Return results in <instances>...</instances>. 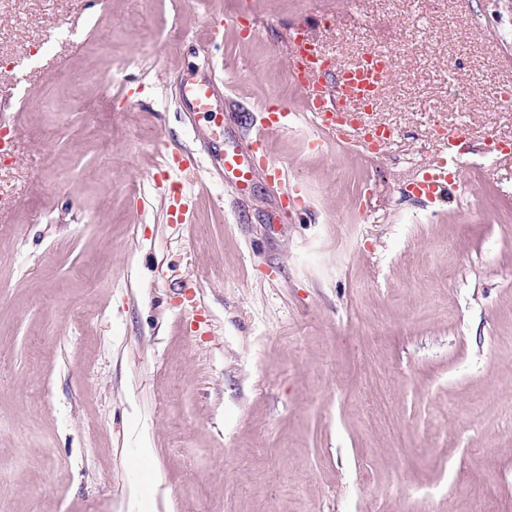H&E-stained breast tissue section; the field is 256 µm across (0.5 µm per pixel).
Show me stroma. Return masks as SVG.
Here are the masks:
<instances>
[{
    "label": "stroma",
    "mask_w": 512,
    "mask_h": 512,
    "mask_svg": "<svg viewBox=\"0 0 512 512\" xmlns=\"http://www.w3.org/2000/svg\"><path fill=\"white\" fill-rule=\"evenodd\" d=\"M296 24L396 52L375 161L306 150ZM0 53V512H512V0H0ZM270 99L291 224L211 174ZM438 121L469 136L445 202L409 191ZM163 142L195 171L156 175ZM182 91L191 104L189 118H195L198 115L211 112L215 102V88L211 83H198L189 87L183 86Z\"/></svg>",
    "instance_id": "obj_1"
}]
</instances>
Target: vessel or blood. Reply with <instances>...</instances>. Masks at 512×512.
I'll list each match as a JSON object with an SVG mask.
<instances>
[{
    "instance_id": "obj_1",
    "label": "vessel or blood",
    "mask_w": 512,
    "mask_h": 512,
    "mask_svg": "<svg viewBox=\"0 0 512 512\" xmlns=\"http://www.w3.org/2000/svg\"><path fill=\"white\" fill-rule=\"evenodd\" d=\"M288 71L301 94L306 111L312 112L318 128L309 138L311 150L320 151L329 142H336L352 150H370L384 147L395 138L392 127L377 119L365 101L373 96L389 79L395 58L388 51L372 48L354 62L345 65L337 83L324 78L318 61L329 58V50L321 44L305 48L296 40H289L287 48ZM191 104L192 115L211 111L215 88L209 83H198L184 88ZM265 124L244 143H232L221 156L216 173L225 181L242 187L260 173L266 174L283 188L282 201L293 206L303 204L300 184L289 183L286 168L266 150V134L281 133L289 128L288 111L278 103L264 104ZM467 131L457 128L449 131L439 158L427 165L417 178L411 191L417 196L433 197L448 185L449 169L460 168L465 153Z\"/></svg>"
}]
</instances>
